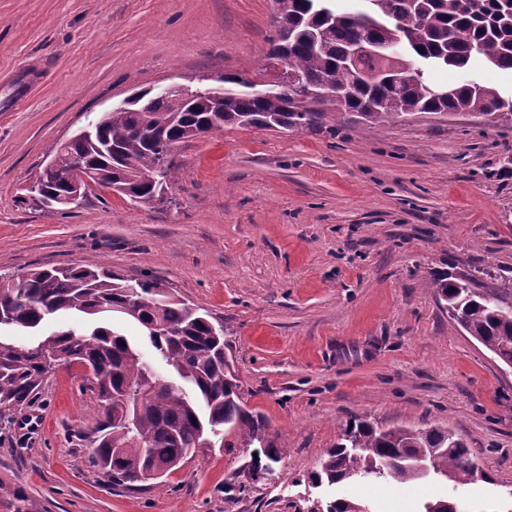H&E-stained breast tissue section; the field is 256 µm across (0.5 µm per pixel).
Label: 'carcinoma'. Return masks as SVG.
Segmentation results:
<instances>
[{
    "label": "carcinoma",
    "mask_w": 512,
    "mask_h": 512,
    "mask_svg": "<svg viewBox=\"0 0 512 512\" xmlns=\"http://www.w3.org/2000/svg\"><path fill=\"white\" fill-rule=\"evenodd\" d=\"M337 0H275L274 44L287 41L288 70L317 89H336V111L301 109L265 82L239 75L223 77L221 111L177 90L147 91L129 105L90 122L91 138L74 136L60 144L55 169L42 195L55 205L74 185L75 170L91 171L98 187L112 188L121 177L139 201L161 198L175 184L173 150L181 143L224 125L260 130L336 129V120L376 126L407 115L482 117L491 125L512 126V96L466 78L435 97L425 79L416 78L377 92L359 78L367 70L391 79L424 64L437 70L467 72L476 60L512 71V0H360L353 12H340ZM423 22L425 32L403 52L386 50L395 37ZM370 43L375 53L347 61L350 50ZM158 174L156 184L141 178ZM154 280L131 283L78 263L37 269L18 278L0 277V328L36 329L49 317H100L126 314L128 302L142 299L133 318L149 337L156 357L182 385L157 383L153 363L113 329L63 327L33 343L0 336V427L14 423V412L41 393L49 368L45 357L80 363L102 414L94 429L92 466L118 485L163 477L206 443V435L239 433L246 445L262 442L263 424L240 404L236 378L224 353V328L206 313L191 309L171 291H154ZM437 301L470 336L504 365H512V282L493 267H473L428 279ZM372 449L371 454L361 452ZM433 477L467 485L475 481L466 442L440 428L381 430L360 422L345 429L342 442L328 449L311 479L321 484L364 480L406 483ZM12 498L13 512H42L31 497L0 484V497ZM315 512H369L339 498Z\"/></svg>",
    "instance_id": "obj_1"
}]
</instances>
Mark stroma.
Here are the masks:
<instances>
[{
  "label": "stroma",
  "instance_id": "35a3bbf8",
  "mask_svg": "<svg viewBox=\"0 0 512 512\" xmlns=\"http://www.w3.org/2000/svg\"><path fill=\"white\" fill-rule=\"evenodd\" d=\"M273 0H0V92L35 60L25 106L0 112V275L80 263L159 280L224 328L226 353L272 473L240 437L199 449L161 483L113 484L90 464L100 408L86 370L60 364L0 429V483L46 512H310L353 499L419 512H512V369L449 319L429 272L512 274V128L418 114L370 128L225 126L176 150L165 202L91 187L74 210L26 190L56 146L129 95L224 74L258 79ZM464 438L484 481L314 487L347 424Z\"/></svg>",
  "mask_w": 512,
  "mask_h": 512
}]
</instances>
